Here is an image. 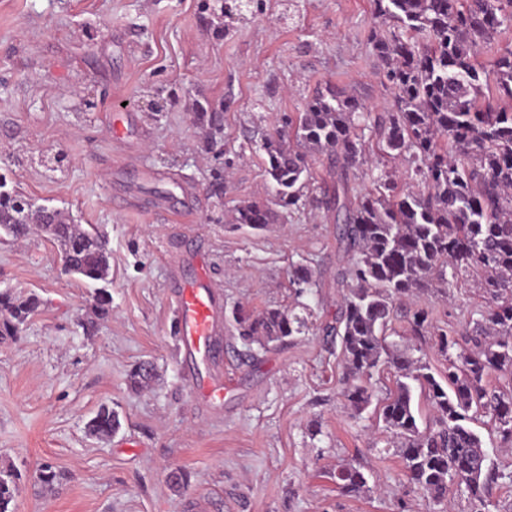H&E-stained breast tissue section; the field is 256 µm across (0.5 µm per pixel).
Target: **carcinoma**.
I'll use <instances>...</instances> for the list:
<instances>
[{
  "label": "carcinoma",
  "mask_w": 512,
  "mask_h": 512,
  "mask_svg": "<svg viewBox=\"0 0 512 512\" xmlns=\"http://www.w3.org/2000/svg\"><path fill=\"white\" fill-rule=\"evenodd\" d=\"M380 20L370 44L382 62L390 110H365L354 86L331 82L316 89L304 111L284 115L285 131L266 134L262 148L274 205L251 201L237 207L233 223L261 230L279 214L312 206L337 224L350 257L342 273L343 295L336 325L326 335L339 340L346 377L343 393L360 413L371 403L374 374L387 372L394 388L377 410L397 440L407 482L420 490L428 509L457 486L472 512H483L499 474L487 465L479 434L469 423L487 417L504 442L512 443V48L489 66L478 47L492 44L512 27V0H372ZM203 130V148L216 154L211 193L224 191V105L209 100L192 113ZM324 156L332 185L313 193L312 162ZM402 158L399 174L388 163ZM377 170L372 188L355 189L350 176L361 167ZM0 174V229L15 239L36 224L65 258L69 272L87 282L109 275L106 240L75 224L69 211L34 207L5 189ZM468 275L490 305L473 326L458 331L417 306L407 332L432 337L447 369L430 366L388 341L396 302L448 276ZM297 293L312 285L305 266L292 271ZM40 307L38 298L0 291V336H15ZM238 338L264 348L300 332L304 319L286 308L259 315L233 312ZM504 380L491 385L488 377ZM155 377L148 361L128 373L140 390ZM433 408L421 424L415 396ZM120 428L118 414L100 408L88 431L107 437ZM15 473L0 466V512H11ZM345 494L369 490L361 466L336 471Z\"/></svg>",
  "instance_id": "cac0c4a2"
}]
</instances>
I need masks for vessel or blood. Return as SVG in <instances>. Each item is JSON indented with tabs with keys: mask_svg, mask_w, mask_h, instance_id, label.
I'll list each match as a JSON object with an SVG mask.
<instances>
[{
	"mask_svg": "<svg viewBox=\"0 0 512 512\" xmlns=\"http://www.w3.org/2000/svg\"><path fill=\"white\" fill-rule=\"evenodd\" d=\"M170 286L174 297L172 315L176 326L177 352L187 362H195L198 356L213 357L219 350L218 336L221 331L218 296L207 276L195 281L184 280L180 266H173ZM197 401L208 407L224 403L228 389L217 375L193 379L191 383Z\"/></svg>",
	"mask_w": 512,
	"mask_h": 512,
	"instance_id": "vessel-or-blood-1",
	"label": "vessel or blood"
}]
</instances>
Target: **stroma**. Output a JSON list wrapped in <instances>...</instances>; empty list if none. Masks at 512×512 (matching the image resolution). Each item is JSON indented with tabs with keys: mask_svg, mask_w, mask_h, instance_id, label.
Returning <instances> with one entry per match:
<instances>
[{
	"mask_svg": "<svg viewBox=\"0 0 512 512\" xmlns=\"http://www.w3.org/2000/svg\"><path fill=\"white\" fill-rule=\"evenodd\" d=\"M377 24L372 0H262L219 39L202 0H0V172L35 204L96 228L110 250L107 280L89 284L65 273L50 238L0 233V290L41 301L17 336L0 337V463L18 474L13 512H427L374 412L390 376L374 377L362 413L340 393L345 368L325 333L348 266L335 224L311 207L261 230L232 222L238 205L273 195L262 134L317 87L355 83L369 110L388 107L369 41ZM203 98L227 105L232 168L219 206L191 117ZM142 167L152 179L140 180ZM177 247L205 258L226 317L285 307L307 320L250 358L223 322V358L196 364L230 383L215 408L192 398L176 352ZM298 265L316 282L301 295L289 286ZM100 291L112 311L96 322ZM415 304L461 328L485 302L466 277L401 302L394 326L406 345ZM140 361L156 378L135 391L127 375ZM104 405L121 427L97 438L87 424ZM473 428L500 473L488 512H512V445L488 420ZM349 463L368 471L367 494L337 487L332 475ZM45 465L58 474L50 486L38 479ZM174 469L187 488L171 487Z\"/></svg>",
	"mask_w": 512,
	"mask_h": 512,
	"instance_id": "stroma-1",
	"label": "stroma"
}]
</instances>
